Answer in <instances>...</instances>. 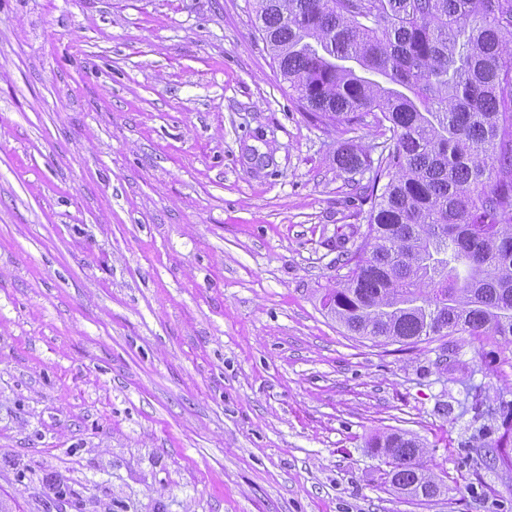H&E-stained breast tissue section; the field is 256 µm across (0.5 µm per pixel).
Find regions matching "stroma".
I'll return each instance as SVG.
<instances>
[{"label": "stroma", "mask_w": 512, "mask_h": 512, "mask_svg": "<svg viewBox=\"0 0 512 512\" xmlns=\"http://www.w3.org/2000/svg\"><path fill=\"white\" fill-rule=\"evenodd\" d=\"M374 124L298 106L253 0H0V512H512V344L351 334ZM403 431L441 495L394 490ZM487 416H491L498 420L500 424L496 428L499 434L497 438L487 441L493 432H485L479 430L477 437L481 440L480 444L476 446L479 448L477 460L480 465L488 467H495L498 463L503 466H509L510 457L506 448L512 444V401L498 399L496 406L488 405L486 411Z\"/></svg>", "instance_id": "stroma-1"}]
</instances>
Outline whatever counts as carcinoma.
I'll use <instances>...</instances> for the list:
<instances>
[{"label":"carcinoma","instance_id":"cac0c4a2","mask_svg":"<svg viewBox=\"0 0 512 512\" xmlns=\"http://www.w3.org/2000/svg\"><path fill=\"white\" fill-rule=\"evenodd\" d=\"M256 29L298 105L391 133L367 229L325 305L348 331L414 345L465 334L512 344V0H255ZM345 172L365 160L336 155ZM486 415L478 461L512 463V401ZM369 447L412 498L442 493L406 433Z\"/></svg>","mask_w":512,"mask_h":512}]
</instances>
